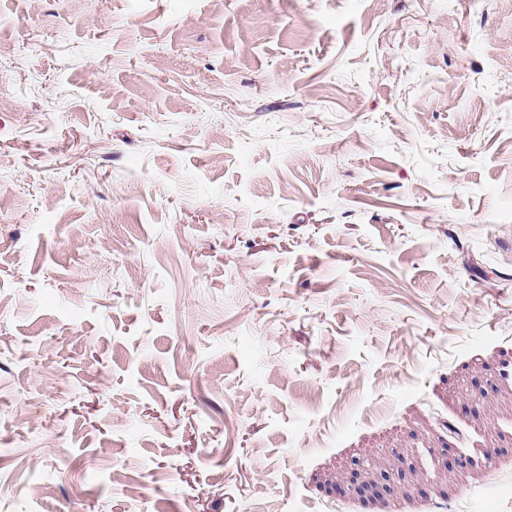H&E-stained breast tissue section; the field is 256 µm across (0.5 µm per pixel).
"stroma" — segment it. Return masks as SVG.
Masks as SVG:
<instances>
[{"instance_id":"1","label":"stroma","mask_w":512,"mask_h":512,"mask_svg":"<svg viewBox=\"0 0 512 512\" xmlns=\"http://www.w3.org/2000/svg\"><path fill=\"white\" fill-rule=\"evenodd\" d=\"M0 512H512V0H0Z\"/></svg>"}]
</instances>
